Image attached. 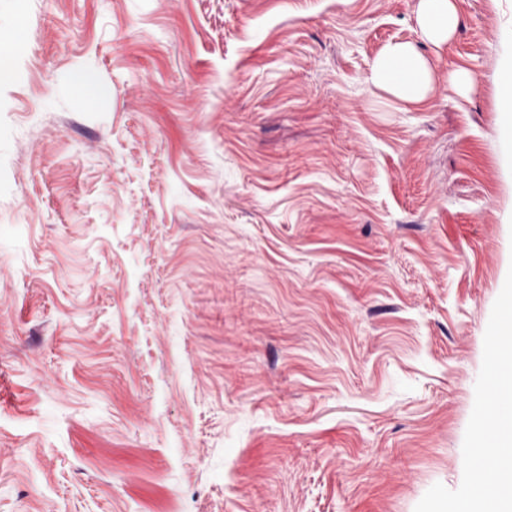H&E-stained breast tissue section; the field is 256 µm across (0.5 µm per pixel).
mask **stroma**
Here are the masks:
<instances>
[{
	"label": "stroma",
	"mask_w": 512,
	"mask_h": 512,
	"mask_svg": "<svg viewBox=\"0 0 512 512\" xmlns=\"http://www.w3.org/2000/svg\"><path fill=\"white\" fill-rule=\"evenodd\" d=\"M456 3L405 107L365 78L417 0H0V512L499 485L468 448L512 368V0ZM448 84L463 99L468 98L476 89V83L472 74L465 69L450 71L448 73Z\"/></svg>",
	"instance_id": "35a3bbf8"
}]
</instances>
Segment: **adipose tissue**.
<instances>
[{"label":"adipose tissue","mask_w":512,"mask_h":512,"mask_svg":"<svg viewBox=\"0 0 512 512\" xmlns=\"http://www.w3.org/2000/svg\"><path fill=\"white\" fill-rule=\"evenodd\" d=\"M416 22L425 47L444 49L460 24L455 0H419ZM423 49L405 40L387 43L369 66L366 82L370 92L409 106L427 100L438 75Z\"/></svg>","instance_id":"obj_1"}]
</instances>
